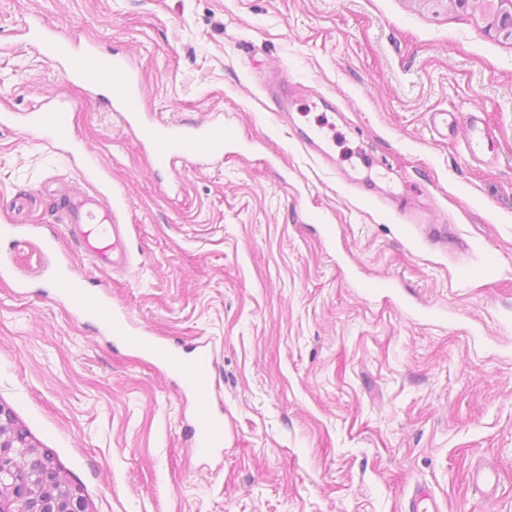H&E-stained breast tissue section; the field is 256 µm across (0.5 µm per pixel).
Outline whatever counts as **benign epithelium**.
<instances>
[{
  "label": "benign epithelium",
  "mask_w": 512,
  "mask_h": 512,
  "mask_svg": "<svg viewBox=\"0 0 512 512\" xmlns=\"http://www.w3.org/2000/svg\"><path fill=\"white\" fill-rule=\"evenodd\" d=\"M488 7L490 24L512 37V11ZM0 512H86L80 489L60 475L46 453L25 437L10 408L0 404Z\"/></svg>",
  "instance_id": "7a95c632"
}]
</instances>
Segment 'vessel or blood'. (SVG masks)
<instances>
[{
  "label": "vessel or blood",
  "mask_w": 512,
  "mask_h": 512,
  "mask_svg": "<svg viewBox=\"0 0 512 512\" xmlns=\"http://www.w3.org/2000/svg\"><path fill=\"white\" fill-rule=\"evenodd\" d=\"M36 37L44 59L65 64L70 78L91 85H112L113 112L123 126L138 130L150 144L157 166L173 170L193 157L223 158L230 142L223 122L172 123L148 118L141 109L137 77L127 60L118 56L105 59L93 47H77L45 31L37 32ZM13 122L45 131L50 140L57 143L72 141L69 107L62 97L49 99L39 111L20 117L13 113L0 115L1 125ZM58 201L62 222L67 224L70 235L80 239L86 255L96 265L112 268L116 273L130 266L125 227L119 222L116 207L98 193L71 192L60 195ZM57 282L67 295L76 296L75 307L79 312L99 319L111 335L158 361L173 367L179 365L178 354L168 344L155 336L139 335L125 312L112 308L108 300L99 295L84 292L83 282L69 276L67 265H59ZM184 373L187 388L201 403L193 427V448L197 455L204 456L223 445L224 420L208 408L210 393L203 368L188 366Z\"/></svg>",
  "instance_id": "1"
}]
</instances>
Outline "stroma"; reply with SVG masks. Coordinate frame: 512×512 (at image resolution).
Here are the masks:
<instances>
[{
	"mask_svg": "<svg viewBox=\"0 0 512 512\" xmlns=\"http://www.w3.org/2000/svg\"><path fill=\"white\" fill-rule=\"evenodd\" d=\"M40 25L127 57L144 112L235 144L157 169ZM55 96L78 151L0 125V403L87 512H408L419 483L441 512H512V38L454 0H0V113ZM319 124L325 163L302 146ZM70 187L117 199L126 274L59 224ZM50 233L134 327L205 352L221 448L192 454L181 374L76 314Z\"/></svg>",
	"mask_w": 512,
	"mask_h": 512,
	"instance_id": "stroma-1",
	"label": "stroma"
}]
</instances>
